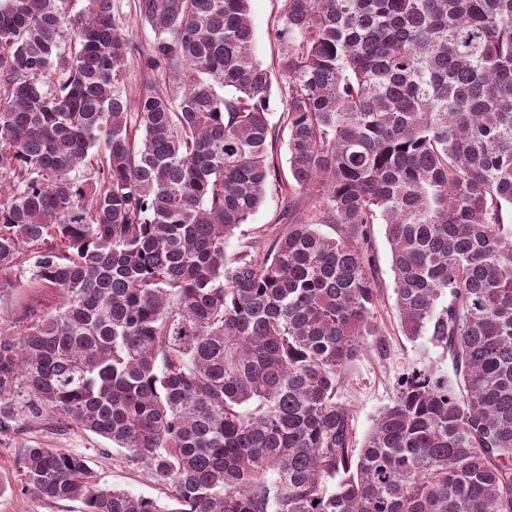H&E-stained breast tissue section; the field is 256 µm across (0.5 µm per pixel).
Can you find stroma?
<instances>
[{
  "instance_id": "obj_1",
  "label": "stroma",
  "mask_w": 512,
  "mask_h": 512,
  "mask_svg": "<svg viewBox=\"0 0 512 512\" xmlns=\"http://www.w3.org/2000/svg\"><path fill=\"white\" fill-rule=\"evenodd\" d=\"M284 0H251V16L255 32L254 51L265 67L278 66L279 46L270 40L269 32L277 25ZM276 177L267 188L266 199L246 224L236 229L226 246L227 255H235L242 246L252 245L263 253L277 235L288 229V198L284 185L289 179L285 146L274 154ZM373 249L377 256L375 277L380 298L374 310L378 333L366 337L358 356L348 367L338 397L351 411L357 437H365L378 412L391 402L403 377L423 366L449 372L452 362L438 347H422L401 330L392 290L389 249L383 225H374ZM59 306L57 293L40 287L30 274L0 277V319L15 320L23 309L33 307L52 311ZM41 445L61 448L87 457L90 467L101 482L117 485L134 495L159 497L158 487L143 476L141 465L130 462L111 443L93 433L65 424L49 427L39 423L0 433V482L6 490L0 495V512H80L81 502L57 501L21 491L15 479V463L20 448Z\"/></svg>"
}]
</instances>
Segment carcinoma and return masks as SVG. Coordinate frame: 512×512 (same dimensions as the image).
Segmentation results:
<instances>
[{"label": "carcinoma", "instance_id": "obj_1", "mask_svg": "<svg viewBox=\"0 0 512 512\" xmlns=\"http://www.w3.org/2000/svg\"><path fill=\"white\" fill-rule=\"evenodd\" d=\"M0 0V274L59 292L0 324V430L52 417L121 448L20 451L21 490L81 512H512V0H285L272 33L291 182L318 212L226 255L276 175L251 0ZM336 225V236L319 225ZM385 226L403 378L356 448L337 399L377 335ZM112 14L118 28L127 32L140 48L153 39L154 34L149 25L136 15L133 0H112Z\"/></svg>", "mask_w": 512, "mask_h": 512}]
</instances>
